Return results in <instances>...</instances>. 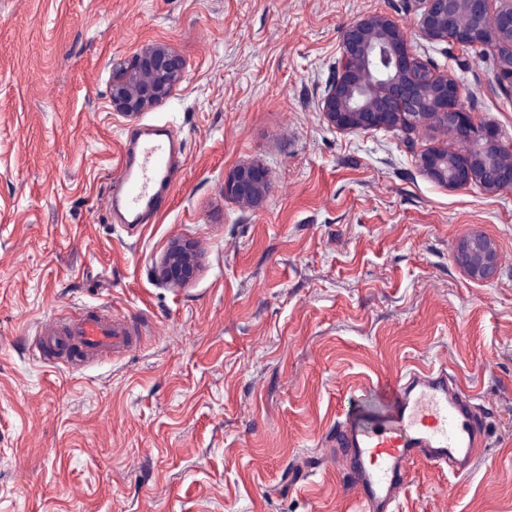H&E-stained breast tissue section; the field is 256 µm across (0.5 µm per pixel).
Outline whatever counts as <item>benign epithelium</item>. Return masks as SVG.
<instances>
[{"mask_svg": "<svg viewBox=\"0 0 512 512\" xmlns=\"http://www.w3.org/2000/svg\"><path fill=\"white\" fill-rule=\"evenodd\" d=\"M413 2L416 35L465 48L494 46V80L512 92V0H500L496 9L491 0ZM185 75L181 55L165 43H147L128 66L112 72V111L131 118L160 105ZM320 111L331 128L342 132L411 133L430 122L449 126L468 144L466 156L446 149L423 154L420 166L427 176L449 187L477 184L489 193L512 188V144L493 127L475 122L458 81L416 58L405 29L386 14H366L342 30L336 77L324 90ZM269 190L267 170L260 164L242 163L224 175V196L243 206H262ZM455 260L472 280L487 281L497 268V243L482 234L464 239ZM158 275L165 283H190L196 275L190 245L173 241L160 259Z\"/></svg>", "mask_w": 512, "mask_h": 512, "instance_id": "1", "label": "benign epithelium"}]
</instances>
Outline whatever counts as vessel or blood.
Returning <instances> with one entry per match:
<instances>
[{
  "label": "vessel or blood",
  "mask_w": 512,
  "mask_h": 512,
  "mask_svg": "<svg viewBox=\"0 0 512 512\" xmlns=\"http://www.w3.org/2000/svg\"><path fill=\"white\" fill-rule=\"evenodd\" d=\"M172 132L147 129L122 156L110 212L140 224L171 193L179 162ZM142 329L111 311H80L40 323L35 349L45 363L79 369L101 355L139 346ZM382 408L353 403L327 453L348 474L361 512H394L410 464L425 460L454 473L465 471L485 442L480 408L447 367H419L382 384Z\"/></svg>",
  "instance_id": "1"
}]
</instances>
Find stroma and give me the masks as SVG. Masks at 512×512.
I'll return each instance as SVG.
<instances>
[{"label": "stroma", "mask_w": 512, "mask_h": 512, "mask_svg": "<svg viewBox=\"0 0 512 512\" xmlns=\"http://www.w3.org/2000/svg\"><path fill=\"white\" fill-rule=\"evenodd\" d=\"M409 0H0V512H359L326 459L342 410L409 366H447L486 441L463 473L409 469L396 512H512V189L450 188L434 125L328 126L318 100L342 29ZM188 62L163 104L124 118L112 72L146 43ZM512 142L496 52L413 36ZM175 130L181 167L146 223L105 201L131 133ZM267 168L262 208L224 197ZM497 242L468 279L459 242ZM194 245L183 286L156 266ZM107 307L145 341L72 371L32 352L49 315ZM270 190L268 173L257 163H242L224 175V197L240 205L259 208ZM455 260L472 280L487 281L497 268V243L482 234L464 239L457 246Z\"/></svg>", "instance_id": "35a3bbf8"}]
</instances>
